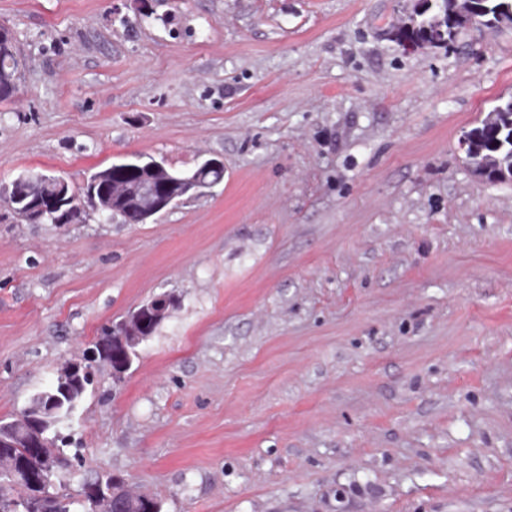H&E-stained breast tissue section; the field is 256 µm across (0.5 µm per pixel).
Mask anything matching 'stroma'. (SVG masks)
<instances>
[{"mask_svg":"<svg viewBox=\"0 0 512 512\" xmlns=\"http://www.w3.org/2000/svg\"><path fill=\"white\" fill-rule=\"evenodd\" d=\"M420 2L0 0V186L224 164L143 224L0 202V419L179 300L65 426L72 512L88 469L163 512H512V182L460 146L512 96V26L407 48ZM1 29L5 30L6 38L3 44L0 41V102L10 99L15 94L20 80L17 76L19 67L17 36L9 28ZM121 333L119 329H112V327L105 328L101 336H97L94 348L97 351L98 364L109 365L113 369L117 366V360L113 358V352L120 351L122 344L116 338L117 334Z\"/></svg>","mask_w":512,"mask_h":512,"instance_id":"1","label":"stroma"}]
</instances>
